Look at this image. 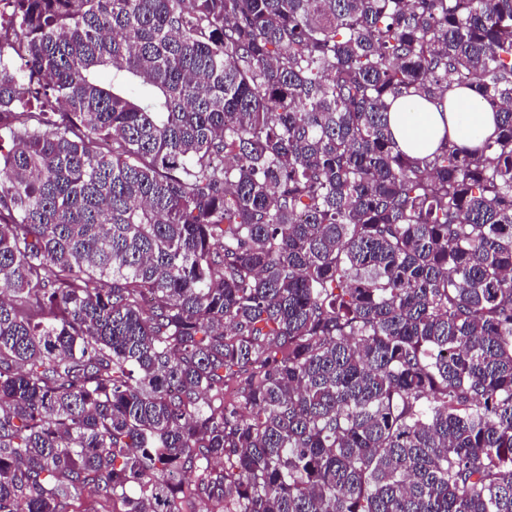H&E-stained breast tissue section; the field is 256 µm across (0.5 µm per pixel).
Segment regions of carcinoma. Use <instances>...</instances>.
Masks as SVG:
<instances>
[{"label": "carcinoma", "mask_w": 512, "mask_h": 512, "mask_svg": "<svg viewBox=\"0 0 512 512\" xmlns=\"http://www.w3.org/2000/svg\"><path fill=\"white\" fill-rule=\"evenodd\" d=\"M9 2L0 512H512V0ZM389 127L398 146L412 155L434 152L447 137L459 147L474 148L494 132L495 113L470 89H456L451 99L396 102Z\"/></svg>", "instance_id": "1"}]
</instances>
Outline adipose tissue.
Returning a JSON list of instances; mask_svg holds the SVG:
<instances>
[{
  "label": "adipose tissue",
  "instance_id": "1",
  "mask_svg": "<svg viewBox=\"0 0 512 512\" xmlns=\"http://www.w3.org/2000/svg\"><path fill=\"white\" fill-rule=\"evenodd\" d=\"M389 127L398 146L412 155L434 152L444 140L473 148L494 132L495 113L477 102L469 89H458L444 101H400L390 111Z\"/></svg>",
  "mask_w": 512,
  "mask_h": 512
}]
</instances>
